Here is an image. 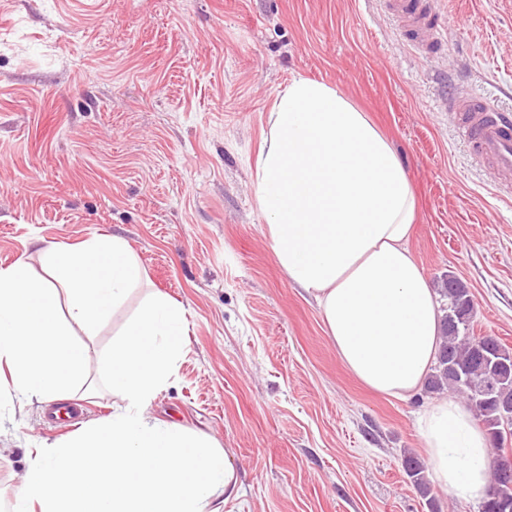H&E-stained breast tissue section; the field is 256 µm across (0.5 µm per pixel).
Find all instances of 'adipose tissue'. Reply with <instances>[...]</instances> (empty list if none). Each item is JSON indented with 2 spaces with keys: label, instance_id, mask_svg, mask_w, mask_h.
<instances>
[{
  "label": "adipose tissue",
  "instance_id": "1",
  "mask_svg": "<svg viewBox=\"0 0 512 512\" xmlns=\"http://www.w3.org/2000/svg\"><path fill=\"white\" fill-rule=\"evenodd\" d=\"M255 171V203L283 273L316 301L336 353L375 393L406 399L436 359L441 312L407 248L417 201L393 143L331 86L299 77L275 98ZM50 279L25 260L0 266V367L16 397L45 401L86 381L93 332L136 286L126 240L41 245ZM67 308H60V299ZM188 342L182 303L155 292L106 358L111 420L37 448L13 512H221L238 496L228 451L148 413ZM433 482L460 499L488 491V439L471 408L447 396L419 419Z\"/></svg>",
  "mask_w": 512,
  "mask_h": 512
}]
</instances>
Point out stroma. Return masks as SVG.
<instances>
[{
	"mask_svg": "<svg viewBox=\"0 0 512 512\" xmlns=\"http://www.w3.org/2000/svg\"><path fill=\"white\" fill-rule=\"evenodd\" d=\"M447 47L409 43L381 0H0V265L36 241L126 239L142 273L87 337L83 424L111 418L103 356L141 301L181 302L189 345L151 405L231 449L224 512H480L402 468L433 397L362 387L316 302L280 270L255 202L266 116L293 77L335 88L394 143L418 196L408 247L432 288L469 286L474 335L512 348V196L471 166L448 99L512 107V0H433ZM0 373V512L71 428Z\"/></svg>",
	"mask_w": 512,
	"mask_h": 512,
	"instance_id": "stroma-1",
	"label": "stroma"
}]
</instances>
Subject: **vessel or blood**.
<instances>
[{
    "label": "vessel or blood",
    "mask_w": 512,
    "mask_h": 512,
    "mask_svg": "<svg viewBox=\"0 0 512 512\" xmlns=\"http://www.w3.org/2000/svg\"><path fill=\"white\" fill-rule=\"evenodd\" d=\"M403 28L404 36L426 53L440 51L447 31L433 18L431 0H384ZM458 129L473 159L486 166L499 193L512 194V111L468 93L452 98Z\"/></svg>",
    "instance_id": "b4317fda"
}]
</instances>
